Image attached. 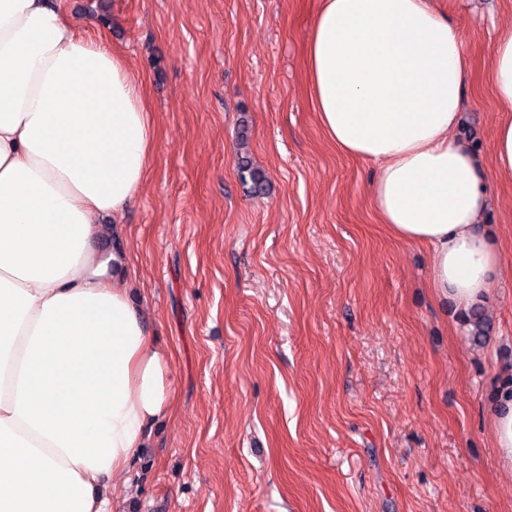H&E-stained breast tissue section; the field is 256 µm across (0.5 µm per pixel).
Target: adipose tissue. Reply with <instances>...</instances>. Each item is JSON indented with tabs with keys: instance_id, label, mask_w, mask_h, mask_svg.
Masks as SVG:
<instances>
[{
	"instance_id": "obj_1",
	"label": "adipose tissue",
	"mask_w": 512,
	"mask_h": 512,
	"mask_svg": "<svg viewBox=\"0 0 512 512\" xmlns=\"http://www.w3.org/2000/svg\"><path fill=\"white\" fill-rule=\"evenodd\" d=\"M465 35L438 0H320L307 45L319 124L369 161L382 224L425 247L429 286L486 304L498 244L478 228L487 176L458 137ZM508 118L494 167L512 179V28L495 41ZM157 130L139 82L48 0H0V512H112L150 428L172 410V354L152 341L96 219L141 189ZM512 468V380L490 396Z\"/></svg>"
}]
</instances>
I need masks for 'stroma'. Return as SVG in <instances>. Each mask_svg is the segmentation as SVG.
<instances>
[{
	"label": "stroma",
	"instance_id": "35a3bbf8",
	"mask_svg": "<svg viewBox=\"0 0 512 512\" xmlns=\"http://www.w3.org/2000/svg\"><path fill=\"white\" fill-rule=\"evenodd\" d=\"M140 82L157 129L145 182L100 219L136 306L173 354L175 406L112 512H512L488 393L512 372V180L489 81L512 0H464L477 150L501 248L473 345L428 286L429 254L380 224L371 165L324 135L305 47L319 0H60ZM247 158L265 179L250 192ZM493 161L499 176L512 179V116L502 120L496 129ZM464 321L471 327L470 340L474 344H483L487 341L490 333V318L481 308L471 310L464 317Z\"/></svg>",
	"mask_w": 512,
	"mask_h": 512
}]
</instances>
